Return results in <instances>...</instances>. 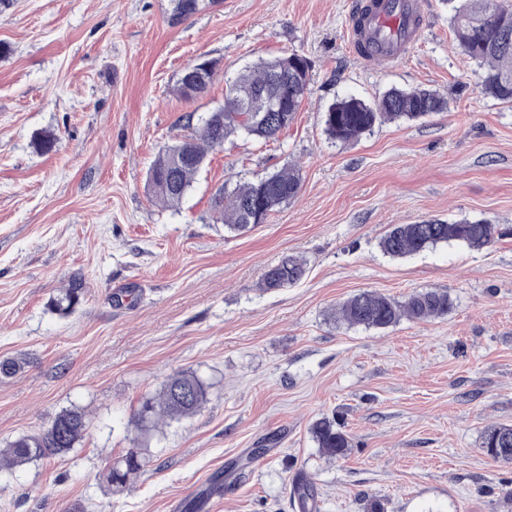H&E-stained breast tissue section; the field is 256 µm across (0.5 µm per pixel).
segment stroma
<instances>
[{
	"label": "stroma",
	"mask_w": 512,
	"mask_h": 512,
	"mask_svg": "<svg viewBox=\"0 0 512 512\" xmlns=\"http://www.w3.org/2000/svg\"><path fill=\"white\" fill-rule=\"evenodd\" d=\"M350 0H208L170 20V0H12L0 10V448L64 409L88 418L67 454L0 470V512H185L216 476L211 512H512V464L481 447L512 425V104L482 95L448 0H427L423 34L387 69L350 53ZM312 63L311 93L278 139L211 150L175 209L147 171L184 135V117L223 104L226 78L285 53ZM217 60L208 93L175 92L182 71ZM428 89L446 110L375 126L343 144L325 132L336 100ZM56 137L47 152L35 146ZM298 164L299 196L241 234L211 198L227 178ZM489 220V248L441 245L403 259L379 246L391 225ZM293 256L297 284L263 289ZM80 284L69 313L52 301ZM449 292L448 316L385 330L335 321L348 297ZM208 387L192 417L139 435L143 399L169 375ZM335 420L345 457L310 428ZM137 449L142 469L111 486ZM311 434L320 453L328 459L344 457L351 448L348 435L336 429L335 423L329 419L316 421L311 427ZM142 463L138 453L134 450L128 451L119 460L115 461L108 472L109 482L116 487H122L137 474Z\"/></svg>",
	"instance_id": "1"
}]
</instances>
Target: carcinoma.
<instances>
[{
	"label": "carcinoma",
	"mask_w": 512,
	"mask_h": 512,
	"mask_svg": "<svg viewBox=\"0 0 512 512\" xmlns=\"http://www.w3.org/2000/svg\"><path fill=\"white\" fill-rule=\"evenodd\" d=\"M453 4L452 25L461 52L480 69V92L503 103L512 102V0H448ZM297 53L261 59L240 73L227 90L224 105L216 111L224 119L207 129L185 116L189 133L163 148L147 173V189L162 206L176 208L190 191L203 168L209 151L224 145L235 135L256 140H270L288 130L309 91L307 73L300 72ZM210 70L189 85L179 79L176 92L186 99L205 94L217 74V62L209 61ZM276 98L283 104L288 121L277 120L262 108ZM444 99L426 89L391 88L368 103L347 97L333 102L325 114V131L330 139L347 143L371 131L385 121H417L445 109ZM214 111V112H216ZM214 112L207 113L213 119ZM301 189L300 169L288 164L255 181L227 180L224 198L212 201L216 220L230 231H243L256 224L252 218V202L261 195L271 205L261 221L294 200ZM498 239L497 225L487 221L463 219L454 223L430 220L426 224H394L380 241L382 251L392 258H404L439 244L460 242L474 249L493 245ZM303 262L285 256L267 270L263 287L267 290L286 288L301 280ZM81 289L62 290L53 304L71 310L79 302ZM453 302L448 292L429 289L409 295L403 301L376 292H361L339 305L334 317L350 326L385 329L402 319L427 320L448 315ZM203 381L190 371L170 376L159 393L145 400L137 413L141 429L156 427L166 420L194 415L207 402ZM88 427L84 411L65 409L53 419L50 427L38 435H22L0 451V466L19 467L34 461L62 455L75 447ZM311 434L320 453L328 459L345 456L351 448L346 433L336 429L334 422L323 418L311 427ZM482 448L497 462H512V426L491 425L484 431ZM134 450L115 461L108 472L109 482L121 487L141 469ZM312 484L299 479L293 484V498L300 512H309L308 501L314 499Z\"/></svg>",
	"instance_id": "1"
}]
</instances>
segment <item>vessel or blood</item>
Returning <instances> with one entry per match:
<instances>
[{
    "mask_svg": "<svg viewBox=\"0 0 512 512\" xmlns=\"http://www.w3.org/2000/svg\"><path fill=\"white\" fill-rule=\"evenodd\" d=\"M426 6V0H352L361 18L350 23L351 52L383 66L401 62L421 36Z\"/></svg>",
    "mask_w": 512,
    "mask_h": 512,
    "instance_id": "obj_1",
    "label": "vessel or blood"
}]
</instances>
